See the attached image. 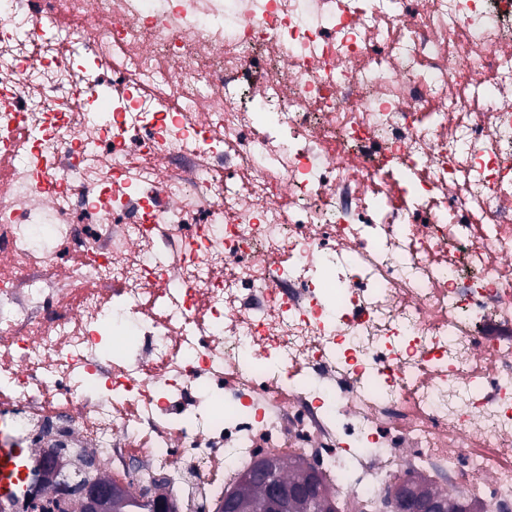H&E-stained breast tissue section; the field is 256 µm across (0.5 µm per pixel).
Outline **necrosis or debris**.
Segmentation results:
<instances>
[{
	"label": "necrosis or debris",
	"instance_id": "obj_1",
	"mask_svg": "<svg viewBox=\"0 0 512 512\" xmlns=\"http://www.w3.org/2000/svg\"><path fill=\"white\" fill-rule=\"evenodd\" d=\"M0 180V433L512 512V0H0Z\"/></svg>",
	"mask_w": 512,
	"mask_h": 512
}]
</instances>
